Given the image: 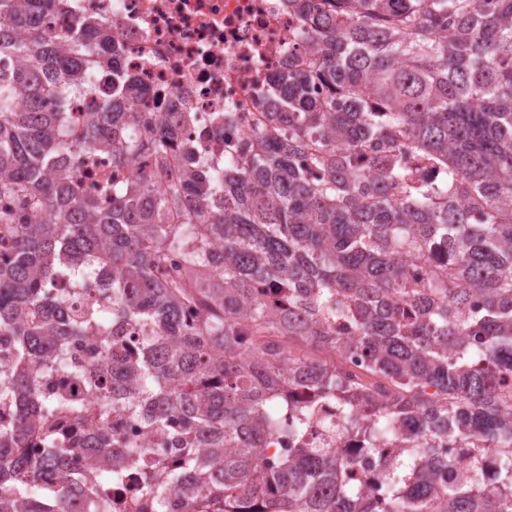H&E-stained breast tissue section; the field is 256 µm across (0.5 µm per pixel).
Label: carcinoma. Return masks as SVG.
<instances>
[{"mask_svg": "<svg viewBox=\"0 0 512 512\" xmlns=\"http://www.w3.org/2000/svg\"><path fill=\"white\" fill-rule=\"evenodd\" d=\"M0 0V335L16 336L0 367V512H113L105 486L149 458L109 421L117 406L146 428L178 416L187 429L169 463L144 465L133 508L140 512H512V405L491 373H512V0H287L310 20L315 61L276 80L288 136L255 137L240 171L211 181L189 172L112 185V206L72 185L64 158L84 148L111 153L112 167L169 143H143L128 129L143 92L119 67L107 26L62 21L61 54L37 23L49 0ZM457 27L448 37V22ZM104 75L88 137L69 138L68 101L81 70ZM322 85L329 95L312 90ZM25 102L26 111L14 109ZM448 167V181L410 204L367 193L400 176L389 151L398 136ZM323 170L312 181L307 167ZM224 199V209L162 224L182 196ZM56 215L49 222L46 213ZM180 251L185 277L211 270L194 290L155 275ZM444 255L426 288L406 280L395 256ZM112 271V308L67 316L52 281L82 282ZM481 307L458 317L474 294ZM351 315L357 339L333 337ZM140 328L143 353L112 330L98 362L78 370L88 399L54 392L45 380L72 370L68 346L101 325ZM243 321L258 335L332 338L336 353L364 352L386 396L345 378L328 362L305 371L282 345L247 348ZM314 380V402L336 405L324 429L355 437L376 459L363 478L336 448H290L266 457L268 439L296 440L313 406L288 392ZM368 406L358 416L357 408ZM98 419V470L75 472L79 426ZM410 440L382 460L389 439ZM502 449L498 494L480 492V458L442 455L444 437ZM383 485V495L368 488Z\"/></svg>", "mask_w": 512, "mask_h": 512, "instance_id": "1", "label": "carcinoma"}]
</instances>
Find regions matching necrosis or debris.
Returning a JSON list of instances; mask_svg holds the SVG:
<instances>
[{
	"label": "necrosis or debris",
	"instance_id": "necrosis-or-debris-1",
	"mask_svg": "<svg viewBox=\"0 0 512 512\" xmlns=\"http://www.w3.org/2000/svg\"><path fill=\"white\" fill-rule=\"evenodd\" d=\"M72 17H94L110 27L122 48V65L135 73L145 96L138 138L168 135L167 160L174 177L186 172L223 174L242 166L241 145L254 136H283L274 118L281 102L275 78L294 65L308 68L314 35L305 16L286 0H62ZM403 177L387 185L390 196L408 200L413 186L447 182L448 170L397 148ZM66 166L80 194L108 198L113 183H129L153 166L113 169L110 154L86 149Z\"/></svg>",
	"mask_w": 512,
	"mask_h": 512
}]
</instances>
